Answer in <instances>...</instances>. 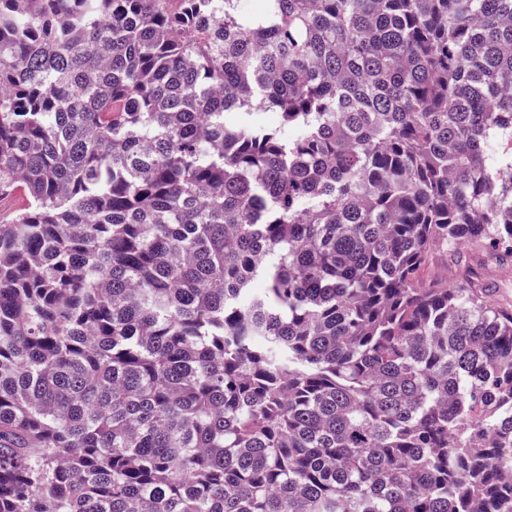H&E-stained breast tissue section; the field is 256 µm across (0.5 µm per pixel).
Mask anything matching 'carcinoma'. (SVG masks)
<instances>
[{"label":"carcinoma","mask_w":512,"mask_h":512,"mask_svg":"<svg viewBox=\"0 0 512 512\" xmlns=\"http://www.w3.org/2000/svg\"><path fill=\"white\" fill-rule=\"evenodd\" d=\"M508 169L512 0H0V512H512ZM461 255L463 261L476 268L484 276V280L494 287L495 291L492 294L495 300L501 296L512 300V264L510 262L499 265L487 254L468 248ZM460 269L459 266L448 260V256L441 251H436L424 267L422 277L426 281L453 287L460 279Z\"/></svg>","instance_id":"carcinoma-1"}]
</instances>
